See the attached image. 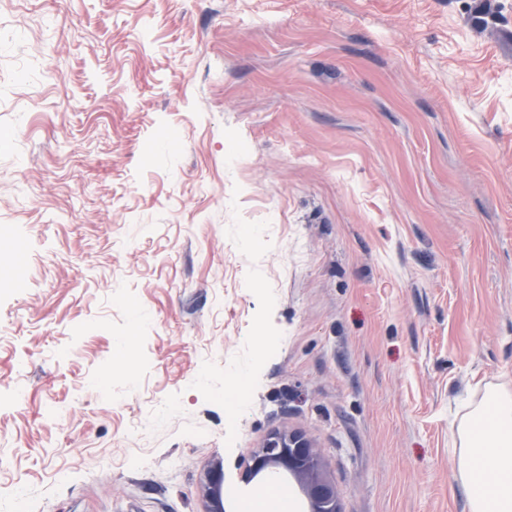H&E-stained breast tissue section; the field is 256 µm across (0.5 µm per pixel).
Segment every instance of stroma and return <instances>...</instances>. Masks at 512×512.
<instances>
[{
	"instance_id": "1",
	"label": "stroma",
	"mask_w": 512,
	"mask_h": 512,
	"mask_svg": "<svg viewBox=\"0 0 512 512\" xmlns=\"http://www.w3.org/2000/svg\"><path fill=\"white\" fill-rule=\"evenodd\" d=\"M0 246V512H242L291 432L340 512H465L512 0H0ZM224 495V473L220 468L214 469L209 476L208 485L206 489V496L212 503L213 508L208 511L222 512L224 511L223 505Z\"/></svg>"
}]
</instances>
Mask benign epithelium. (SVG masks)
I'll list each match as a JSON object with an SVG mask.
<instances>
[{"mask_svg": "<svg viewBox=\"0 0 512 512\" xmlns=\"http://www.w3.org/2000/svg\"><path fill=\"white\" fill-rule=\"evenodd\" d=\"M315 455V448L299 433L277 437L253 453L250 474L253 475L274 462L295 474L304 471L311 512H333V504L336 501L334 484L308 472ZM223 495L224 473L223 470L216 468L210 473L206 489V496L212 503L211 512H224Z\"/></svg>", "mask_w": 512, "mask_h": 512, "instance_id": "obj_1", "label": "benign epithelium"}]
</instances>
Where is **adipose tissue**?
Returning a JSON list of instances; mask_svg holds the SVG:
<instances>
[{"label": "adipose tissue", "mask_w": 512, "mask_h": 512, "mask_svg": "<svg viewBox=\"0 0 512 512\" xmlns=\"http://www.w3.org/2000/svg\"><path fill=\"white\" fill-rule=\"evenodd\" d=\"M453 435L467 512H512V390L486 386L466 404Z\"/></svg>", "instance_id": "adipose-tissue-1"}]
</instances>
